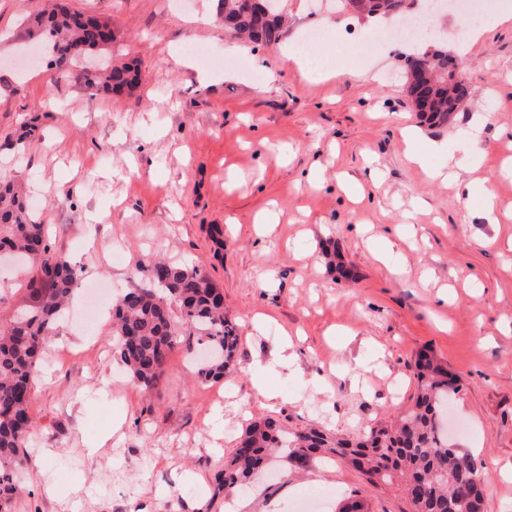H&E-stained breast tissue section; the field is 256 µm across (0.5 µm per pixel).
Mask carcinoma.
I'll return each instance as SVG.
<instances>
[{"mask_svg": "<svg viewBox=\"0 0 512 512\" xmlns=\"http://www.w3.org/2000/svg\"><path fill=\"white\" fill-rule=\"evenodd\" d=\"M256 2L259 8L252 9L248 0H220L226 29L255 45L280 43L286 28L277 0ZM32 26L58 79L113 40L108 24L62 5L35 16ZM405 69V94L431 125L448 123L473 96L456 58L444 50L417 47L406 54ZM81 79L89 91L121 94L136 88L139 70L129 63L99 65L84 69ZM5 252L23 255L32 273L27 304L0 322V512H15L19 478L30 465L26 447L35 428L30 409L40 356L84 270L52 248L45 225L10 174L0 175V255ZM137 273L146 286L119 297L111 327L112 354L132 382L159 390L181 336L197 337L208 350L198 377L223 379L238 347L235 326L224 316V294L197 265L159 257L138 264ZM413 369L417 390L411 405L393 425L371 427L355 439L317 427L293 432L274 416L254 421L224 459L217 491L245 489L280 453L296 467L321 454L349 462L371 484L400 486L411 512H484L485 463L448 446L441 421L460 378L427 351L417 353Z\"/></svg>", "mask_w": 512, "mask_h": 512, "instance_id": "obj_1", "label": "carcinoma"}]
</instances>
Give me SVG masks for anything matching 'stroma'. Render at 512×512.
<instances>
[{
  "label": "stroma",
  "mask_w": 512,
  "mask_h": 512,
  "mask_svg": "<svg viewBox=\"0 0 512 512\" xmlns=\"http://www.w3.org/2000/svg\"><path fill=\"white\" fill-rule=\"evenodd\" d=\"M68 2L108 22L104 58L137 60L141 83L94 96L80 69L56 78L28 56L39 39L27 19L49 0H0V172L24 180L50 244L109 297L141 287L135 268L152 253L199 265L239 344L232 393L199 379L181 345L159 392L144 391L108 330L80 327L87 292L77 288L44 348L33 471L16 512H206L252 419L346 436L388 423L413 400L421 349L461 378L448 442L487 462L485 512H512V22L486 25L459 57L474 94L432 127L404 93L400 51L371 53L387 28L358 25L344 47L324 41L333 78L288 64L289 45L337 18L317 0H281L288 37L268 47L232 38L216 0ZM188 44L206 57L184 64ZM28 121L41 137L17 143ZM448 171L493 180L495 209L458 199ZM104 209L107 223H96ZM263 212L277 223H257ZM212 224L224 227L219 257ZM332 256L350 278L329 269ZM259 381L274 402L256 395ZM303 487L320 491L307 512L351 498L368 512H409L396 487L340 460L298 475L271 467L237 512H295Z\"/></svg>",
  "instance_id": "obj_1"
}]
</instances>
